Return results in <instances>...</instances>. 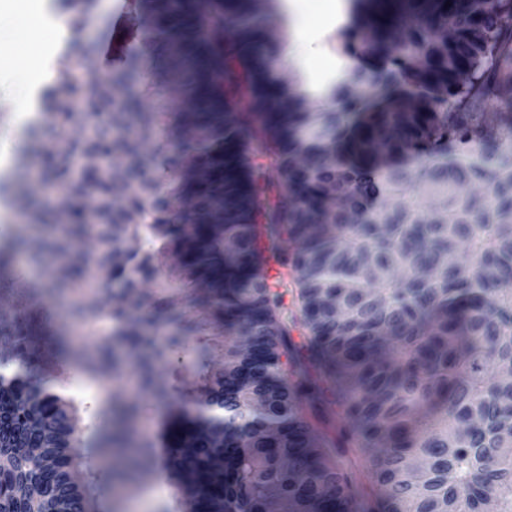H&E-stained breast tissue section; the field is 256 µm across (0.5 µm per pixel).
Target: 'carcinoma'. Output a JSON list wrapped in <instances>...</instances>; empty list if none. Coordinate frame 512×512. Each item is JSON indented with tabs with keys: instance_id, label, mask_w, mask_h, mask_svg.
Segmentation results:
<instances>
[{
	"instance_id": "carcinoma-1",
	"label": "carcinoma",
	"mask_w": 512,
	"mask_h": 512,
	"mask_svg": "<svg viewBox=\"0 0 512 512\" xmlns=\"http://www.w3.org/2000/svg\"><path fill=\"white\" fill-rule=\"evenodd\" d=\"M134 2L135 50L107 77L58 71L0 174V201L29 210L11 248L63 262L49 295L99 277L68 306L112 324L87 370L124 346L145 391L181 394L170 458L201 512H361L357 456L379 512H512V0H355L345 49L370 67L323 112L275 76L271 0ZM57 4L79 22L95 0ZM166 87L187 96L167 184L168 109L141 107ZM50 131L65 145L42 181L96 187L88 215L30 202ZM82 155L99 159L89 183ZM87 236L98 247L76 249ZM190 283L213 320L179 308ZM2 295L0 512H87L74 405L34 349L43 311L1 280ZM212 324L224 369L203 340L195 386L161 382L156 362Z\"/></svg>"
}]
</instances>
